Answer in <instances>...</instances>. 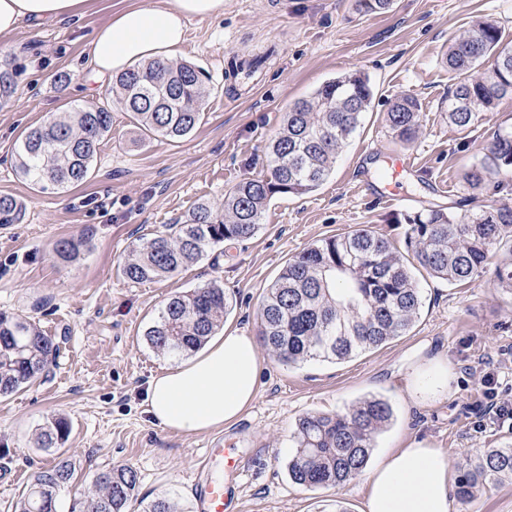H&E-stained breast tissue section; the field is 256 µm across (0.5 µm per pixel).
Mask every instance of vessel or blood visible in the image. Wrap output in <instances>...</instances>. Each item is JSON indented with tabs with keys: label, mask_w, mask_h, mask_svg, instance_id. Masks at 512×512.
Instances as JSON below:
<instances>
[{
	"label": "vessel or blood",
	"mask_w": 512,
	"mask_h": 512,
	"mask_svg": "<svg viewBox=\"0 0 512 512\" xmlns=\"http://www.w3.org/2000/svg\"><path fill=\"white\" fill-rule=\"evenodd\" d=\"M239 459V452L234 448L208 449L206 462L210 466L209 471L195 476L191 482L198 512H234L231 491L223 475L238 473Z\"/></svg>",
	"instance_id": "1"
}]
</instances>
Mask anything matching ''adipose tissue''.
Listing matches in <instances>:
<instances>
[{
	"mask_svg": "<svg viewBox=\"0 0 512 512\" xmlns=\"http://www.w3.org/2000/svg\"><path fill=\"white\" fill-rule=\"evenodd\" d=\"M90 0H0V35L24 21L82 15ZM224 14V0H155L115 9L89 44L90 80L176 51L187 22ZM261 359L255 336L233 330L181 366L151 378L147 411L158 425L199 434L235 421L255 398ZM447 459L434 448L411 445L368 471L362 512H451Z\"/></svg>",
	"mask_w": 512,
	"mask_h": 512,
	"instance_id": "adipose-tissue-1",
	"label": "adipose tissue"
}]
</instances>
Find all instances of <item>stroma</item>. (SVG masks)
I'll return each mask as SVG.
<instances>
[{"instance_id":"stroma-1","label":"stroma","mask_w":512,"mask_h":512,"mask_svg":"<svg viewBox=\"0 0 512 512\" xmlns=\"http://www.w3.org/2000/svg\"><path fill=\"white\" fill-rule=\"evenodd\" d=\"M121 0H92L77 22L26 21L0 37V57L19 68L14 96L0 105V193L26 204L24 220L0 226V310L33 318L60 344L47 380L0 399V512H13L22 491L55 454L38 446L51 416L65 417L62 445L75 476L58 498L69 512L92 475L130 466L140 496H176L195 512L191 481L216 442L240 451L241 468L228 483L235 512H362L367 487L354 479L343 489L293 484L287 462L297 420L341 411L369 397L387 401L393 419L375 440L376 466L398 448L422 442L438 449L458 475L483 448L512 446V428H478L485 399L486 362L506 374L499 393L512 400V305L502 300L492 273L451 285L416 273L422 306L402 336L342 363L297 367L261 351L260 386L235 423L203 434H181L154 423L147 412L153 375L174 367L157 355L144 332L171 295L219 282L230 300L227 330L257 333L265 288L289 258L320 240L363 226L406 251L404 215L474 199L512 204V193L473 196L463 174L484 155L497 127L512 125V98L461 130L448 122L455 82L445 56L452 37L478 17L494 19L512 42V0H394L384 13H359L354 0H224V14L190 20L175 60L200 66L208 95L196 130L186 139L142 140L127 112L112 109V132L89 179L64 191L38 192L16 176L14 149L23 134L74 104L110 100L111 82L94 93L83 87L88 44ZM262 58L255 77L232 75L231 61ZM364 74L371 106L328 177L302 196L272 199L259 232L242 243L214 247L174 276L139 284L121 267L134 243L175 223L202 199L221 201L237 183L266 174L264 148L290 103L310 97L346 72ZM69 74L67 89L57 77ZM404 93L422 106L413 141L393 138L385 122L391 101ZM416 158L399 190L407 201L386 205L375 171L389 157ZM82 240L78 260L54 257L61 238ZM448 362V390L413 397L407 382L421 357ZM452 512H512V481L487 484Z\"/></svg>"}]
</instances>
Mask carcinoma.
<instances>
[{
    "mask_svg": "<svg viewBox=\"0 0 512 512\" xmlns=\"http://www.w3.org/2000/svg\"><path fill=\"white\" fill-rule=\"evenodd\" d=\"M393 0H355L364 14L388 11ZM448 70L456 82L448 92V122L474 126L498 101L512 95V42L503 43L495 21L477 18L448 47ZM117 102L131 114L144 139L178 141L202 119L208 94L203 70L188 62L153 60L113 77ZM14 93V75L0 63V102ZM373 90L360 73L322 84L310 99L288 107L281 127L266 147L267 174L236 184L224 202L202 200L175 224L134 244L122 268L133 282L166 279L226 242L252 238L277 195L313 191L331 174L336 158L369 110ZM421 105L410 94L386 112L395 138L410 141L420 128ZM112 131V106L75 105L30 128L15 150V169L29 184L66 189L85 181L100 146ZM468 187L499 193L512 188V127L494 131L483 160L464 173ZM24 203L0 194V226L18 224ZM412 258L368 229L325 238L288 260L266 288L260 306L259 338L281 364L311 360L343 362L405 334L418 318L422 299L414 274L420 267L449 283H464L486 272L497 258L496 288L512 300V205H484L454 213L430 207L407 217ZM82 241L58 242L55 255L76 261ZM229 308L224 288L210 283L171 296L146 329L156 353L180 358L199 351L215 335ZM60 345L25 316L0 311V397L47 377V364ZM391 406L366 398L334 414L298 419L295 449L288 459L290 480L310 489H341L362 472L378 434L390 423ZM70 431L59 417L41 431L39 447L59 448ZM74 465L59 453L38 471L15 512H57V497L73 478ZM512 480V446L484 448L461 470L456 498L468 503L491 480ZM138 472L113 467L97 473L71 512H184L171 497L138 500Z\"/></svg>",
    "mask_w": 512,
    "mask_h": 512,
    "instance_id": "obj_1",
    "label": "carcinoma"
}]
</instances>
